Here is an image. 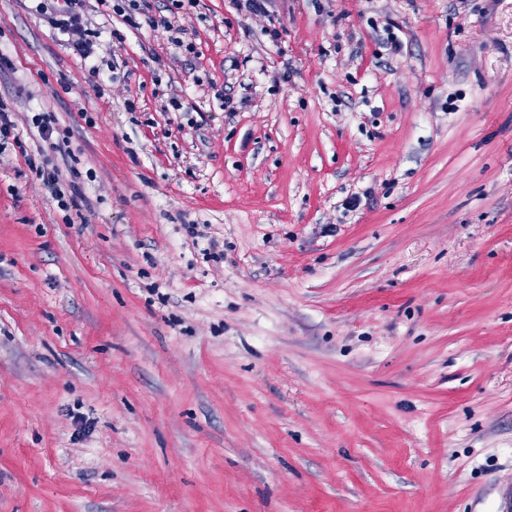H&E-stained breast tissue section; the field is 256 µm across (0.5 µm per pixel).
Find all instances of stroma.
Returning a JSON list of instances; mask_svg holds the SVG:
<instances>
[{"instance_id":"1","label":"stroma","mask_w":512,"mask_h":512,"mask_svg":"<svg viewBox=\"0 0 512 512\" xmlns=\"http://www.w3.org/2000/svg\"><path fill=\"white\" fill-rule=\"evenodd\" d=\"M39 2L0 0V512H502L512 0H85L86 58Z\"/></svg>"}]
</instances>
